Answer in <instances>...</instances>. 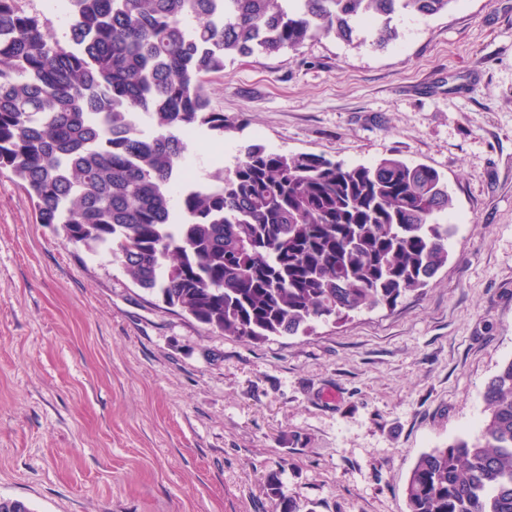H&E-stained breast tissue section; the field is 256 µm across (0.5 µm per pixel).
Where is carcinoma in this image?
<instances>
[{"mask_svg": "<svg viewBox=\"0 0 512 512\" xmlns=\"http://www.w3.org/2000/svg\"><path fill=\"white\" fill-rule=\"evenodd\" d=\"M455 0H67V33L0 0V172L38 223L112 255L139 287L226 336L263 341L393 309L448 263L454 225L435 169L388 156L346 165L260 145L175 192L190 142L224 136L208 84L238 56L367 33ZM146 119L144 134L131 116ZM479 434L417 459L407 512H512V360L482 393ZM278 512H314L266 477Z\"/></svg>", "mask_w": 512, "mask_h": 512, "instance_id": "carcinoma-1", "label": "carcinoma"}]
</instances>
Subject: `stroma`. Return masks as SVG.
I'll list each match as a JSON object with an SVG mask.
<instances>
[{
	"label": "stroma",
	"instance_id": "1",
	"mask_svg": "<svg viewBox=\"0 0 512 512\" xmlns=\"http://www.w3.org/2000/svg\"><path fill=\"white\" fill-rule=\"evenodd\" d=\"M359 35L226 62L223 137L348 165L395 155L448 181V263L395 309L250 342L136 286L104 251L37 223L0 172V497L32 512H407L417 458L473 437L512 359V0H455ZM265 487L268 497L274 502L275 511L279 512H315L306 509V506L291 498H285L280 491L279 479L276 473H269L266 477Z\"/></svg>",
	"mask_w": 512,
	"mask_h": 512
}]
</instances>
